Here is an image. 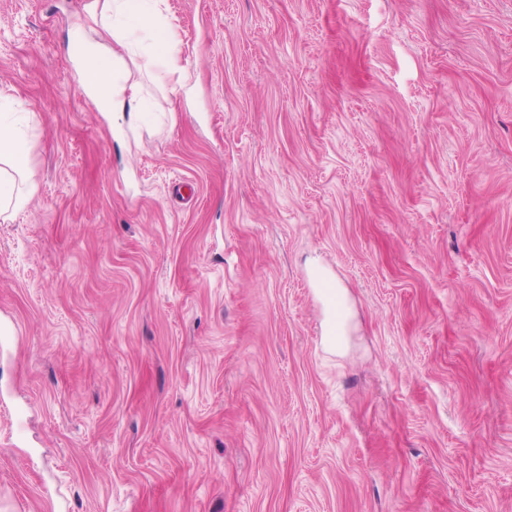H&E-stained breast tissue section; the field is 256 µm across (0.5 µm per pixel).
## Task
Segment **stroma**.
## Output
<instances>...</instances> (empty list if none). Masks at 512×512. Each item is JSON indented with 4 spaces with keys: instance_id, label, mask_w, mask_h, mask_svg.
Returning a JSON list of instances; mask_svg holds the SVG:
<instances>
[{
    "instance_id": "1",
    "label": "stroma",
    "mask_w": 512,
    "mask_h": 512,
    "mask_svg": "<svg viewBox=\"0 0 512 512\" xmlns=\"http://www.w3.org/2000/svg\"><path fill=\"white\" fill-rule=\"evenodd\" d=\"M86 2L0 0V512H512V0H164L133 124ZM159 53L168 69L180 70L182 68L180 42L169 27H165V35L159 47ZM70 54L81 61L80 82L100 108L122 115L129 112L130 118L138 115L139 86L136 82L126 84L125 55L110 51L97 42L72 44ZM0 116V163L5 162L10 170L0 168V215L24 203L25 194H15V175L22 178L27 171L28 145L17 128ZM336 302L333 306L334 313L336 315V335H343V343L336 348H331L333 351H342L346 348L348 336L352 331L353 322V309L350 303V299L345 289L337 288L335 291Z\"/></svg>"
}]
</instances>
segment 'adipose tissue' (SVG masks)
Here are the masks:
<instances>
[{"label":"adipose tissue","mask_w":512,"mask_h":512,"mask_svg":"<svg viewBox=\"0 0 512 512\" xmlns=\"http://www.w3.org/2000/svg\"><path fill=\"white\" fill-rule=\"evenodd\" d=\"M160 0H90L84 11L91 20L101 21L103 27L121 47L110 51L96 42H84L70 47L81 66L80 82L93 101L104 111L116 114L139 112V86L126 83V58L139 50L135 28L160 26ZM28 145L17 128L0 116V214L19 207L23 195L14 191L16 177L27 171Z\"/></svg>","instance_id":"adipose-tissue-1"}]
</instances>
